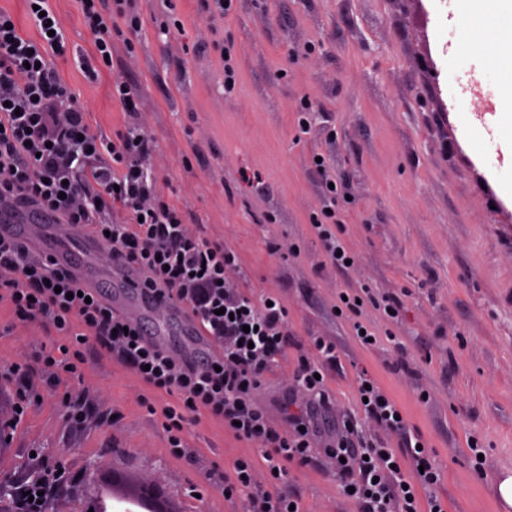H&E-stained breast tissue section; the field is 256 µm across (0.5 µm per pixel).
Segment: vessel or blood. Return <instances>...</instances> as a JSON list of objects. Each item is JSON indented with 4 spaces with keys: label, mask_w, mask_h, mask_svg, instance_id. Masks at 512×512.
Masks as SVG:
<instances>
[{
    "label": "vessel or blood",
    "mask_w": 512,
    "mask_h": 512,
    "mask_svg": "<svg viewBox=\"0 0 512 512\" xmlns=\"http://www.w3.org/2000/svg\"><path fill=\"white\" fill-rule=\"evenodd\" d=\"M0 235L50 256L56 267L78 278L132 323L144 326L151 344L198 364L214 353V344L181 305L148 290L143 274L121 257L106 252L98 238H74L68 225L37 209L18 210L0 202Z\"/></svg>",
    "instance_id": "1"
}]
</instances>
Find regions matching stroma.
Masks as SVG:
<instances>
[{"label":"stroma","instance_id":"obj_1","mask_svg":"<svg viewBox=\"0 0 512 512\" xmlns=\"http://www.w3.org/2000/svg\"><path fill=\"white\" fill-rule=\"evenodd\" d=\"M50 7L69 47L56 61L60 74L91 127L111 134L128 117L112 100L110 73L91 83L81 72L78 59L94 44L80 2ZM138 8L135 55L118 41L112 59L140 85L138 121L157 143L159 192L235 251L238 285L288 306V348L260 394L272 420L281 419L298 359L324 337L341 365L328 375L335 409L320 417L323 433L354 409L357 374L367 371L432 449L447 512H512L497 491L512 474V132L498 118L494 64L463 47L466 19L451 0H234L216 21L198 0H138ZM176 22L180 30L161 34ZM225 51L238 71L230 93ZM304 104L314 114L305 132ZM318 153L328 159L323 174L312 162ZM245 172L259 184L243 182ZM327 176L357 256L345 275L327 263L312 227ZM352 285L403 302L393 323L365 309L374 345H361L334 311L339 289ZM43 344L0 306V363ZM82 391L105 400L118 421L72 430L61 401ZM148 396L131 372L89 356L81 379H64L27 410L0 450V474H31L40 448L78 477L48 512H86L99 489L94 460L130 486L153 480L180 512H246L247 501L225 499L220 486L252 447L201 414L185 431L188 454L171 456ZM281 490L296 495L301 512H355L324 458L290 465Z\"/></svg>","mask_w":512,"mask_h":512}]
</instances>
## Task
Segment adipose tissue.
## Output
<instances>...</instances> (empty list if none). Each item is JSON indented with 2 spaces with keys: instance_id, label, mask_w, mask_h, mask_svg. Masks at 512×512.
<instances>
[{
  "instance_id": "obj_1",
  "label": "adipose tissue",
  "mask_w": 512,
  "mask_h": 512,
  "mask_svg": "<svg viewBox=\"0 0 512 512\" xmlns=\"http://www.w3.org/2000/svg\"><path fill=\"white\" fill-rule=\"evenodd\" d=\"M467 15L472 44L486 51L500 73L499 95L507 110L503 122L512 128V49H505L503 37H512V0H454Z\"/></svg>"
}]
</instances>
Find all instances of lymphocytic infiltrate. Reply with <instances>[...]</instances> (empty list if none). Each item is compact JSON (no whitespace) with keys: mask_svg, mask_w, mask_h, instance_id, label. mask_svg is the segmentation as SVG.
<instances>
[{"mask_svg":"<svg viewBox=\"0 0 512 512\" xmlns=\"http://www.w3.org/2000/svg\"><path fill=\"white\" fill-rule=\"evenodd\" d=\"M37 31L26 36L16 17L0 9V200L57 216L77 234L103 237L110 251L140 268L146 284L182 305L211 337L216 354L192 366L148 344L142 327L128 324L99 299L85 301L82 284L20 243L0 237V303L15 319L41 328L52 348L34 361L0 365L12 409L0 415V447L38 397L52 392L61 374L78 377L88 355L106 354L131 370L152 394L170 396L161 409L173 456L187 453V421L207 414L236 439L254 445L256 457L237 459L224 477L230 498L248 496L251 512H290L293 496L274 492L287 482L288 466L335 460L342 488L358 512H446L436 489L442 471L422 436L410 429L398 405L368 373L357 376L355 413L343 414L337 435L320 439L314 414L332 404L325 376L340 363L335 343L313 340L314 356L300 357L284 391L282 423L274 425L257 396L265 374L285 349L288 308L280 298L255 297L227 278L237 256L223 241L188 229L189 214L157 191L152 167L155 140L135 124L104 135L87 122L79 95L61 77L56 58L67 53L66 36L49 0H24ZM94 51L80 69L97 81L112 69L116 39L131 41L142 28L135 0H80ZM313 228L327 262L346 270L353 254L335 212ZM336 307L351 319L360 343L375 337L362 319L364 304L398 320L399 298H376L370 289L346 288ZM306 394L298 400L296 391ZM398 436L400 449L368 433L364 421ZM76 477L61 463L18 481L15 512H47L60 487ZM41 493L40 501L30 496Z\"/></svg>","mask_w":512,"mask_h":512,"instance_id":"f902f5d3","label":"lymphocytic infiltrate"}]
</instances>
